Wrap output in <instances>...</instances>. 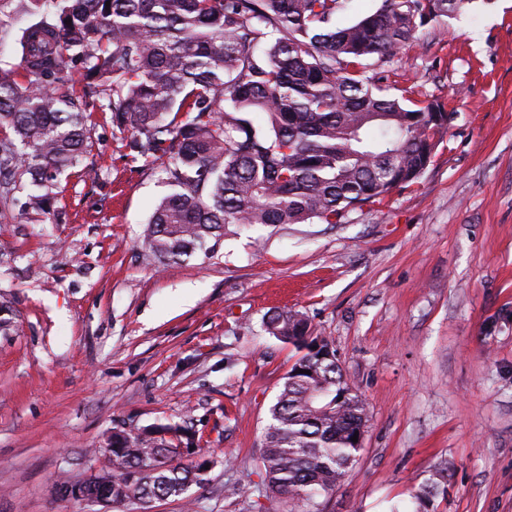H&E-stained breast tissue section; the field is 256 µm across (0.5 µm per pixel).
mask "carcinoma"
Returning <instances> with one entry per match:
<instances>
[{
    "instance_id": "obj_1",
    "label": "carcinoma",
    "mask_w": 512,
    "mask_h": 512,
    "mask_svg": "<svg viewBox=\"0 0 512 512\" xmlns=\"http://www.w3.org/2000/svg\"><path fill=\"white\" fill-rule=\"evenodd\" d=\"M346 0H3L19 63L0 61V206L48 213L59 176L89 177L88 120L110 113L132 162L160 161L170 193L141 241L160 264L192 257L230 225L342 224L383 206L433 163L448 111L383 85L382 68L420 28L476 0H380L337 23ZM71 23H66V20ZM262 115L257 123L253 115ZM262 331L301 352L269 408L260 463L267 494L315 506L360 455L365 402L336 358L307 351L294 310ZM183 448L199 460L184 462ZM112 504L183 496L208 481L202 438L181 424L112 428ZM445 488H422L428 512Z\"/></svg>"
}]
</instances>
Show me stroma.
Here are the masks:
<instances>
[{
  "label": "stroma",
  "mask_w": 512,
  "mask_h": 512,
  "mask_svg": "<svg viewBox=\"0 0 512 512\" xmlns=\"http://www.w3.org/2000/svg\"><path fill=\"white\" fill-rule=\"evenodd\" d=\"M387 86L451 112L433 164L344 224L231 227L190 260L139 238L169 188L91 115L96 181L62 177L59 216L0 218V512H91L61 481L97 465L114 426L203 433L205 487L153 512H282L259 445L298 358L264 336L306 314L366 403L357 463L319 512H512V0L402 46Z\"/></svg>",
  "instance_id": "obj_1"
}]
</instances>
